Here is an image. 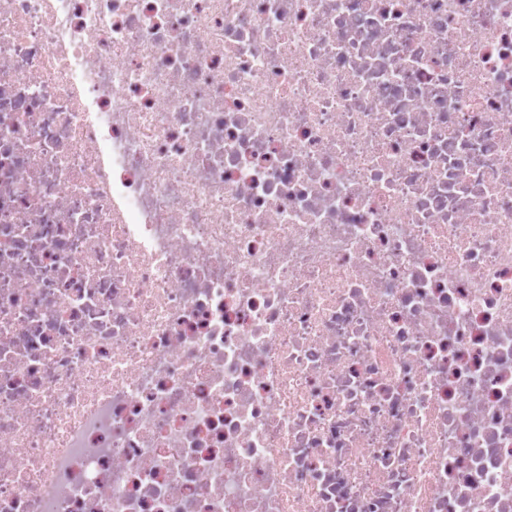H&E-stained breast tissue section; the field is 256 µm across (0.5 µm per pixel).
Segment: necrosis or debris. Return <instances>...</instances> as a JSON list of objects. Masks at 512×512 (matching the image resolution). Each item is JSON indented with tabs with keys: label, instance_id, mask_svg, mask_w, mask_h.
Segmentation results:
<instances>
[{
	"label": "necrosis or debris",
	"instance_id": "obj_1",
	"mask_svg": "<svg viewBox=\"0 0 512 512\" xmlns=\"http://www.w3.org/2000/svg\"><path fill=\"white\" fill-rule=\"evenodd\" d=\"M0 512H512V0H0Z\"/></svg>",
	"mask_w": 512,
	"mask_h": 512
}]
</instances>
